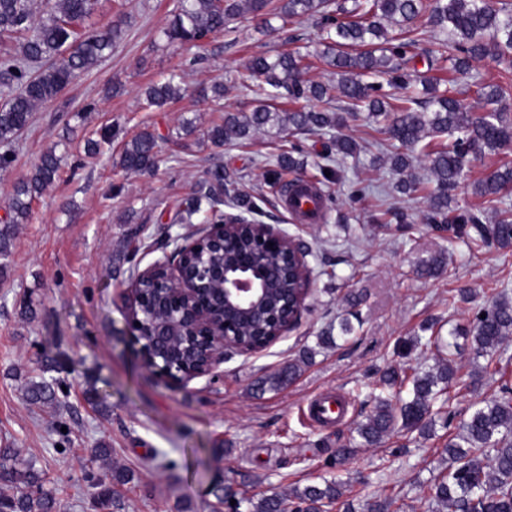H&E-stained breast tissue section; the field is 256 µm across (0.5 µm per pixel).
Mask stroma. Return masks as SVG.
<instances>
[{"label": "stroma", "instance_id": "1", "mask_svg": "<svg viewBox=\"0 0 512 512\" xmlns=\"http://www.w3.org/2000/svg\"><path fill=\"white\" fill-rule=\"evenodd\" d=\"M177 4L95 0L86 31L118 23L122 40L33 112L13 144L12 167L0 171L2 203L47 148L64 158L59 178L34 199L29 221L15 225L10 253L0 258V448L33 463L59 512H221L217 488L286 496L324 477L347 481V496L359 502L388 495L392 512H431L432 486L444 466L439 447L459 433L473 403L512 385V336L493 358L468 350L458 357L460 385L449 401L454 418L436 425L432 437L396 433L366 445L356 432L364 414L349 400L373 391L394 396L380 383L387 369L420 360L432 368L447 357L444 348L421 359L405 355L404 344L425 322L444 337L470 328L473 309L502 294L512 298V247L452 245L448 232L426 224L435 187L428 162L413 159L407 171L417 192H397L367 120L349 122L345 132L361 150L337 164L329 180L322 175L326 134L267 128L215 147L207 129L223 123L225 112L253 106L238 80L248 60L283 50L315 58L321 32L295 18L274 20L272 31L261 33L245 19L191 49L164 35ZM173 73L181 76L180 97L147 107V87ZM309 77L329 82L331 69L315 58ZM217 83L224 86L219 100L211 92ZM188 120L195 126L190 134L182 129ZM146 129L157 136L158 169L125 171L122 148ZM105 131L110 139H102ZM92 140L99 144L94 153L87 149ZM294 147L304 177L319 182L329 199L327 222L292 218L276 194L290 178L277 158ZM507 163L512 145L467 165L453 191L459 205L481 207L475 183ZM219 166L242 197L261 207L263 223L280 225L311 249L313 291L299 327L275 345L252 357L229 356L215 377L171 387L143 364L127 336L123 291L136 270L170 254L165 236L184 232L176 217L188 199L200 200L192 222L210 214L207 192ZM399 212L404 221L396 220ZM443 252L442 274L420 276L423 261ZM345 322L354 331L344 339ZM326 331L328 343L320 340ZM288 362L300 367L293 384L254 392L258 377ZM52 377L65 381L68 396L29 403L31 384ZM325 393L348 405L338 420L319 425L306 405ZM346 446L352 459L336 464L333 452ZM95 448L103 451L96 460ZM90 471L126 475L112 485V504H93L84 480Z\"/></svg>", "mask_w": 512, "mask_h": 512}]
</instances>
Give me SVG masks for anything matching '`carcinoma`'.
Instances as JSON below:
<instances>
[{
  "mask_svg": "<svg viewBox=\"0 0 512 512\" xmlns=\"http://www.w3.org/2000/svg\"><path fill=\"white\" fill-rule=\"evenodd\" d=\"M94 0H47V10L37 12L31 0H0V38L17 42L19 54H0V73L15 85L0 104V170L15 161L11 146L29 123L39 104L55 99L73 78L112 52L122 29L114 25L104 33L84 31ZM250 17L257 29H266L271 19L307 18L327 26L320 60L336 69V84L303 79L311 69L308 56L283 51L276 55L252 57L240 83L258 81L257 105L249 112H227L224 123L208 129L213 144H233L250 132L268 125L279 130L340 129L347 119L366 111V118L382 125L388 139L419 152L429 162L435 188L429 195L426 223L439 231L453 230L462 242L477 246H512V208L505 206L512 189V166L507 164L474 186L494 211V223L483 221L484 211L461 208L451 191L466 164L512 144V113L508 112L506 91L499 85L483 84L476 94L486 111L477 114L457 97L455 80L440 89L443 79L429 75L438 60L446 57L453 70L464 73L470 61L486 56L505 57L512 53V7L501 0H180L178 11L165 31L173 42L199 45L239 20ZM427 18L434 29L437 48L420 47L418 22ZM399 27L405 41L393 43L388 27ZM44 63L32 74L29 63ZM422 62L427 70L421 71ZM422 85L424 98L403 95L389 102L384 87L406 90ZM336 90L347 107L346 115L331 106V90ZM179 75L146 90L148 102L162 108L181 95ZM287 99L324 103L321 108H279L271 101ZM448 137L437 144L435 138ZM157 137L144 130L127 142L120 164L138 173L156 167ZM332 154L354 155L358 143L336 133ZM63 158L56 148L45 151L33 172L18 181L7 202L6 217L0 222V256L9 254L12 227L31 214L32 201L58 176ZM216 185L208 195L213 201L224 196L235 208L259 215V207L243 202L221 170L212 173ZM486 317H481V314ZM472 348L478 357L496 353L503 339L512 334V303L494 299L479 307L472 320ZM453 353L448 363L434 370L421 365L386 371L383 384L408 387V398L398 400L373 397V406L359 424L357 433L366 443L401 431L426 434L434 422V403L456 380ZM298 366L288 364L257 380L256 391L281 390L296 378ZM30 399L53 402L68 395L64 381L41 380L31 385ZM441 454L448 463L433 484L434 512H512V398L504 395L476 405L462 425V433L444 444ZM89 495L95 501L112 499V482L85 476ZM0 482L12 494H0L10 512H56L54 496L43 489V478L32 465L18 459L10 448L0 450ZM344 483L324 479L292 492L289 506L294 512H321L334 501L342 502V512H356L354 503L343 499ZM244 512H282L284 498L277 494L238 500Z\"/></svg>",
  "mask_w": 512,
  "mask_h": 512,
  "instance_id": "1",
  "label": "carcinoma"
}]
</instances>
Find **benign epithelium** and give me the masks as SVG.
Listing matches in <instances>:
<instances>
[{
    "label": "benign epithelium",
    "mask_w": 512,
    "mask_h": 512,
    "mask_svg": "<svg viewBox=\"0 0 512 512\" xmlns=\"http://www.w3.org/2000/svg\"><path fill=\"white\" fill-rule=\"evenodd\" d=\"M169 242L171 256L138 271L124 292L138 355L167 385L209 376L224 356L258 354L298 327L314 275L309 249L287 231L226 216ZM268 255L295 281L275 304ZM173 336L187 337L199 351L197 368L182 364Z\"/></svg>",
    "instance_id": "benign-epithelium-1"
}]
</instances>
